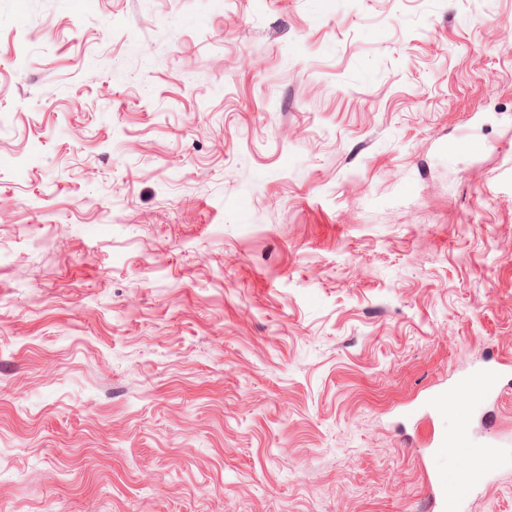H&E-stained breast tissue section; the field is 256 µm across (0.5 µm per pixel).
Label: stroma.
I'll return each mask as SVG.
<instances>
[{
  "instance_id": "35a3bbf8",
  "label": "stroma",
  "mask_w": 512,
  "mask_h": 512,
  "mask_svg": "<svg viewBox=\"0 0 512 512\" xmlns=\"http://www.w3.org/2000/svg\"><path fill=\"white\" fill-rule=\"evenodd\" d=\"M0 512H438L512 443V0H0ZM463 512H512V466ZM502 371L503 369L500 366L488 363L483 369L474 373L468 380L469 391L467 400L471 398L475 391L481 392L483 397L493 395ZM473 470V457L468 456L467 463L460 469V478L448 475L432 476L431 489L436 494L441 505L448 504V499L462 498L469 495L475 487L471 476Z\"/></svg>"
}]
</instances>
